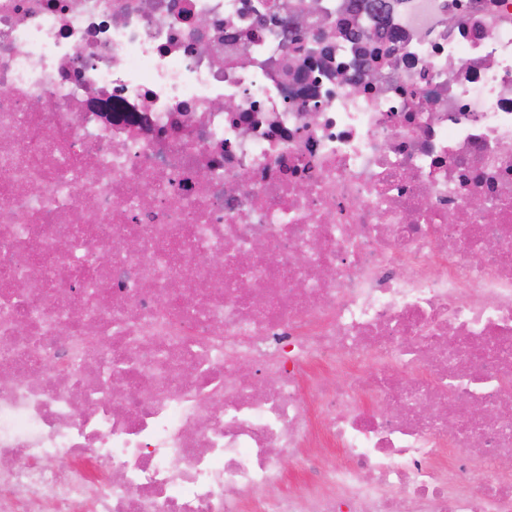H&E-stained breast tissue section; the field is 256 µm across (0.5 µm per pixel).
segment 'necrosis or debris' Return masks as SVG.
<instances>
[{
  "instance_id": "obj_1",
  "label": "necrosis or debris",
  "mask_w": 512,
  "mask_h": 512,
  "mask_svg": "<svg viewBox=\"0 0 512 512\" xmlns=\"http://www.w3.org/2000/svg\"><path fill=\"white\" fill-rule=\"evenodd\" d=\"M391 2L0 0V512H512V0Z\"/></svg>"
}]
</instances>
